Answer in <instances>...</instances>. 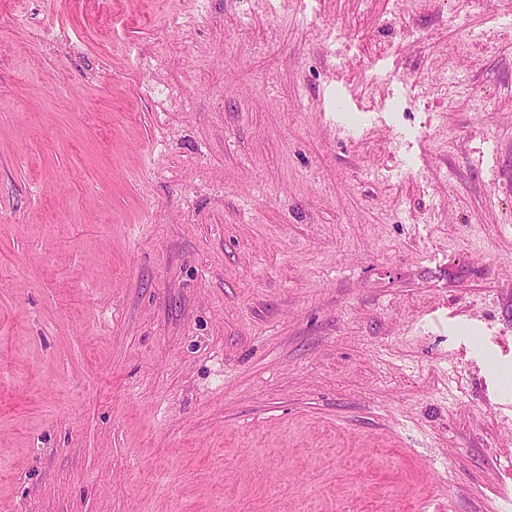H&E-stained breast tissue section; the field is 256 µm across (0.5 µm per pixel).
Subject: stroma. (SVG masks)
<instances>
[{"instance_id": "stroma-1", "label": "stroma", "mask_w": 512, "mask_h": 512, "mask_svg": "<svg viewBox=\"0 0 512 512\" xmlns=\"http://www.w3.org/2000/svg\"><path fill=\"white\" fill-rule=\"evenodd\" d=\"M501 402L512 0H0V512H512Z\"/></svg>"}]
</instances>
